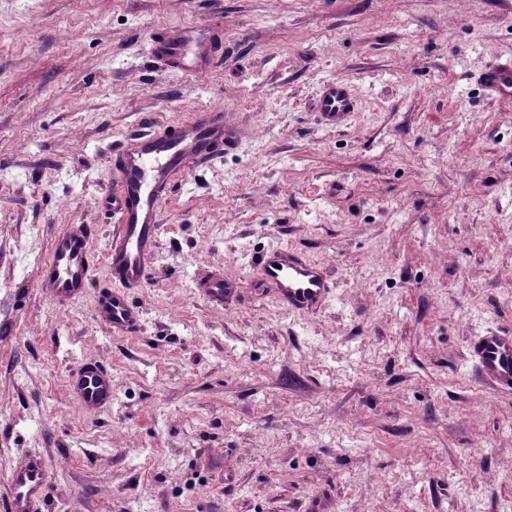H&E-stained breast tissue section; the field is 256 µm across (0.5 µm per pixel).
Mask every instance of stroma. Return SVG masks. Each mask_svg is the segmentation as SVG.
<instances>
[{
  "label": "stroma",
  "mask_w": 512,
  "mask_h": 512,
  "mask_svg": "<svg viewBox=\"0 0 512 512\" xmlns=\"http://www.w3.org/2000/svg\"><path fill=\"white\" fill-rule=\"evenodd\" d=\"M190 23L224 35L193 80L150 51ZM504 57L512 0H0V512L32 453L42 512H512V393L468 357L512 330V100L476 80ZM336 80L357 108L330 128ZM206 107L238 146L173 182L114 335L109 151ZM77 223L98 262L59 306L38 272ZM272 244L326 268L321 309L276 301ZM86 359L112 371L99 415L67 390ZM356 100L349 87L343 82L326 85L317 102L318 113L323 124L340 126L354 112ZM239 289L236 283L224 280V276L219 274L212 276L203 284L206 298L218 305H224V300L237 294Z\"/></svg>",
  "instance_id": "1"
}]
</instances>
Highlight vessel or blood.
<instances>
[{"mask_svg":"<svg viewBox=\"0 0 512 512\" xmlns=\"http://www.w3.org/2000/svg\"><path fill=\"white\" fill-rule=\"evenodd\" d=\"M222 43L197 24L174 34H157L152 53L186 77L204 74ZM481 85L503 100L512 99V61L490 64L479 76ZM356 100L342 82L326 85L317 102L323 124L340 126L354 112ZM235 137L223 111L206 108L170 134L140 133L112 148L111 169L117 189L106 194L105 204L117 222L105 263L112 280L95 302L96 318L116 334L139 327V314L131 302L132 289L143 287L153 264L159 231L158 207L173 175L221 158L233 148ZM91 224H72L57 235L50 254L39 268L47 296L64 304L84 296L95 264ZM258 272L282 306L309 312L322 306L332 285L322 267L285 248H269L259 260ZM236 283L214 275L203 285L215 304L237 294ZM470 355L479 374L498 390L512 392V334L486 329L472 339ZM74 399L88 413L112 406V372L104 364L82 363L68 380ZM48 488V469L39 454L27 456L8 478V512H39Z\"/></svg>","mask_w":512,"mask_h":512,"instance_id":"vessel-or-blood-1","label":"vessel or blood"}]
</instances>
